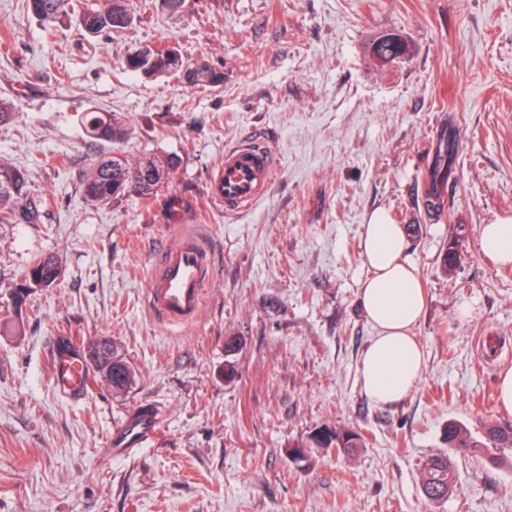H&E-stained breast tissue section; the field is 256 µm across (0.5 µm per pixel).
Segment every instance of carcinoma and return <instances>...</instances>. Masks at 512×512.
I'll list each match as a JSON object with an SVG mask.
<instances>
[{
    "instance_id": "1",
    "label": "carcinoma",
    "mask_w": 512,
    "mask_h": 512,
    "mask_svg": "<svg viewBox=\"0 0 512 512\" xmlns=\"http://www.w3.org/2000/svg\"><path fill=\"white\" fill-rule=\"evenodd\" d=\"M34 15L54 31V24L67 15V10L78 17V25L84 34L95 38L114 29H125L133 23L129 0H27ZM405 44L396 36L382 39L375 47V54L385 60H395L405 54ZM125 66L132 72L146 76H176L182 81L197 86H217L222 82V73L201 58L192 64L183 61L180 54L172 53L169 47L143 46L127 53ZM85 133L92 139L121 143L129 136L128 128L110 112L90 110L80 118ZM458 148L457 130L450 127L440 136L429 169V186L425 192L427 206L438 209L443 205L440 187L453 168ZM175 167L171 158H143L130 161L119 151H114L92 164L82 184L84 197L93 203H107L130 191L148 197L160 189ZM27 174L19 169L0 167V224H39L47 201L33 195L27 189ZM59 262L52 256L37 259L25 274V283L17 290L30 291L46 288L61 276ZM87 362L108 388L122 391L133 379V373L123 357L118 355L109 340L87 344L83 349ZM444 442L446 448L433 453L420 473V482L425 498L437 505L448 499L457 484L453 453L460 448H470L485 453L494 464L509 461L512 453V424L486 423L478 439L468 438L455 422L448 423ZM364 445L363 436L355 430L325 431L311 439L314 448H335L341 453H350Z\"/></svg>"
}]
</instances>
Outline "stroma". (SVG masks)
<instances>
[{"label":"stroma","mask_w":512,"mask_h":512,"mask_svg":"<svg viewBox=\"0 0 512 512\" xmlns=\"http://www.w3.org/2000/svg\"><path fill=\"white\" fill-rule=\"evenodd\" d=\"M133 24L90 48L61 19L54 36L26 0H0V165L50 198L41 223L0 224V310L35 257L58 281L30 291L23 323L0 320V512H512V468L469 451L430 506L420 469L457 423L479 437L508 422L497 378L512 368V266L486 259L483 225L512 216V0H130ZM387 34L405 55L379 59ZM207 58L220 85L129 71L138 46ZM130 131L127 156H173L158 195L88 202L82 183L109 143L90 109ZM460 146L444 207L425 205L441 131ZM263 138L278 166L265 195L234 215L207 185L226 146ZM414 226L407 258L426 304L413 391L381 405L359 363L374 330L358 301L366 215ZM198 236L215 263L199 317L170 327L144 302L164 250ZM458 263L442 270L448 247ZM470 314H459L462 304ZM107 338L134 370L123 393L53 386L62 338ZM162 412L158 441L108 456L141 403ZM353 428L351 454L293 453L317 432ZM80 121L85 133L95 140L121 143L129 136L128 128L110 112H83Z\"/></svg>","instance_id":"obj_1"}]
</instances>
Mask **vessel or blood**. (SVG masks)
I'll return each instance as SVG.
<instances>
[{
  "label": "vessel or blood",
  "mask_w": 512,
  "mask_h": 512,
  "mask_svg": "<svg viewBox=\"0 0 512 512\" xmlns=\"http://www.w3.org/2000/svg\"><path fill=\"white\" fill-rule=\"evenodd\" d=\"M277 168L274 152L265 142L244 141L225 148L224 163L213 176L212 203L232 213L250 206L264 195ZM211 279V257L198 237L185 236L167 249L146 292L150 309L171 326L194 321ZM51 378L66 394H80L90 386L81 354L53 356ZM161 423L160 413L149 404L139 405L110 437L112 455L126 459L149 444Z\"/></svg>",
  "instance_id": "1"
}]
</instances>
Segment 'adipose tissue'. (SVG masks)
Masks as SVG:
<instances>
[{
  "instance_id": "1",
  "label": "adipose tissue",
  "mask_w": 512,
  "mask_h": 512,
  "mask_svg": "<svg viewBox=\"0 0 512 512\" xmlns=\"http://www.w3.org/2000/svg\"><path fill=\"white\" fill-rule=\"evenodd\" d=\"M361 247L369 274L359 302L375 334L360 361V380L373 401L392 404L410 393L424 367V353L413 333L424 293L416 267L405 257V232L383 209L367 216ZM479 249L496 262L512 264V217L484 225Z\"/></svg>"
}]
</instances>
